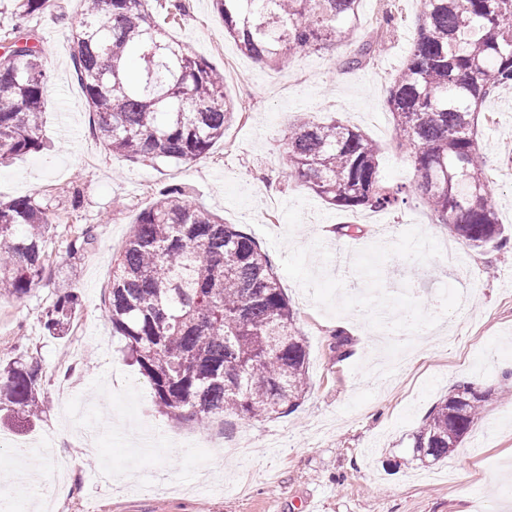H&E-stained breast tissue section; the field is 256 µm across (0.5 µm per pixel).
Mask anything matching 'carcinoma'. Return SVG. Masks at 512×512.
<instances>
[{"instance_id": "obj_1", "label": "carcinoma", "mask_w": 512, "mask_h": 512, "mask_svg": "<svg viewBox=\"0 0 512 512\" xmlns=\"http://www.w3.org/2000/svg\"><path fill=\"white\" fill-rule=\"evenodd\" d=\"M50 0H12L22 18ZM408 55L387 89L394 146L410 151L415 180L389 187L380 147L360 130L300 114L288 125V176L343 211H387L420 198L450 234L480 248L502 240L478 116L497 88L512 84V0H422ZM72 32V60L95 132L130 160L191 163L224 138L237 116L224 78L205 59L168 38L148 0H83ZM360 0H214L224 33L262 63L319 52L352 32ZM4 39H32L16 27ZM34 40V39H32ZM370 42L350 50L356 69L374 56ZM43 48L0 56V161L40 152L48 92ZM52 216L32 196L0 200V297L21 299L48 274ZM94 240L77 229L75 255ZM80 306L72 289L46 311L43 327L64 335ZM112 332L148 383L158 411L203 425L226 412L254 420L285 414L309 389L307 341L281 282L260 247L181 187L143 209L112 257L104 307ZM490 393L462 384L412 436L426 467L448 458L478 420ZM41 366L18 359L0 372V411L15 428L39 419Z\"/></svg>"}]
</instances>
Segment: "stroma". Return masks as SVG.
I'll return each mask as SVG.
<instances>
[{"label":"stroma","instance_id":"35a3bbf8","mask_svg":"<svg viewBox=\"0 0 512 512\" xmlns=\"http://www.w3.org/2000/svg\"><path fill=\"white\" fill-rule=\"evenodd\" d=\"M174 36L224 73L245 116L193 163L130 161L106 151L93 131L77 80L70 33L81 0L15 20L0 13V34L22 25L44 50L49 93L44 147L0 166V199L33 196L56 215L50 273L21 299H0V364L37 357L46 403L36 424L0 426V459L12 441L36 444L54 431L74 469L59 482L61 512H512V86L487 100L477 145L505 246L464 247L476 279L469 318L456 317L461 285L443 261L452 237L412 201L390 211L344 212L288 176V121L299 113L358 128L382 150L391 186L410 183L407 156L389 147L393 119L385 88L410 48L421 0H399L392 35L359 24L351 41L298 53L273 69L242 54L224 35L212 0H185ZM373 41L364 68L341 66L352 41ZM178 185L264 250L296 311L309 349L311 387L297 409L254 421L228 413L206 427L159 413L123 337L103 317L112 256L160 189ZM355 224L345 236L338 228ZM95 239L71 256L73 232ZM356 254L398 271L365 282L336 261ZM81 299L67 336L45 335L42 320L62 287ZM416 315L423 328L394 343L379 335V314ZM344 338V356L333 345ZM461 383L492 391L474 429L448 460L425 469L412 436L428 412ZM86 401L89 422L110 430L85 447L70 428L60 391Z\"/></svg>","mask_w":512,"mask_h":512}]
</instances>
